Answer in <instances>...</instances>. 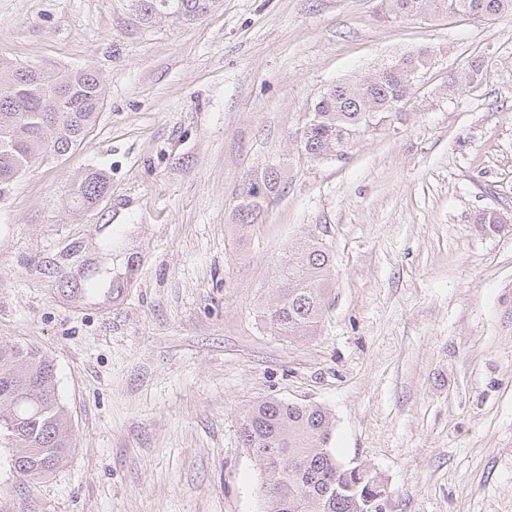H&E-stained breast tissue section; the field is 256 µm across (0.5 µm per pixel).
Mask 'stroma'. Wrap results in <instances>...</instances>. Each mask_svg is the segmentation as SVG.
Returning <instances> with one entry per match:
<instances>
[{
  "label": "stroma",
  "mask_w": 512,
  "mask_h": 512,
  "mask_svg": "<svg viewBox=\"0 0 512 512\" xmlns=\"http://www.w3.org/2000/svg\"><path fill=\"white\" fill-rule=\"evenodd\" d=\"M428 47L421 88L344 159L294 133L328 85ZM100 73L80 147L0 202V345L53 359L67 464L35 482L0 448V512H265L240 420L257 402L333 416L344 464L396 512H512V21L384 17L380 0H216L151 29L131 0H0V58ZM485 62L479 87L450 74ZM288 185L256 224L248 173ZM102 170L108 192L71 202ZM332 255L314 336L260 311L289 244ZM277 170L271 172H260V183L262 187V194L249 199H243L240 204L241 208L238 209L237 223L240 227L248 226V224H255L264 206L270 202L271 197L275 198L279 195L281 188H284L285 170L280 162L276 163ZM74 185L73 203L82 208H90L107 192L109 182L102 171L90 169Z\"/></svg>",
  "instance_id": "obj_1"
}]
</instances>
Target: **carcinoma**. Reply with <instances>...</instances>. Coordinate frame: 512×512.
Returning <instances> with one entry per match:
<instances>
[{
    "label": "carcinoma",
    "instance_id": "carcinoma-1",
    "mask_svg": "<svg viewBox=\"0 0 512 512\" xmlns=\"http://www.w3.org/2000/svg\"><path fill=\"white\" fill-rule=\"evenodd\" d=\"M396 18L448 16L496 20L512 18V0H384ZM138 24L150 29L165 22L189 23L214 0H135ZM432 54L419 48L382 65L366 78L331 84L308 106L301 152L312 161L346 151L343 133L374 124L415 94L410 72L424 73ZM35 66L0 60V198L10 195L24 172L41 156L46 140L62 156L78 148L96 124L105 96L100 74L91 68L53 69L35 76ZM483 61L473 60L450 78L449 86L483 83ZM262 194L241 201L239 226L258 221L264 206L279 195L285 170L260 172ZM100 170L84 172L73 188V203L92 207L108 190ZM509 217L484 210L475 217L483 231H499ZM328 249L315 238L290 246L279 265L273 299L263 317L281 336H312L331 293ZM334 421L317 405L269 399L242 417L243 447L262 461L265 512H377L384 480L369 467L347 471L331 446ZM75 447L71 420L57 393L55 364L41 351L0 346V448L11 451L16 472L39 479L63 467Z\"/></svg>",
    "mask_w": 512,
    "mask_h": 512
}]
</instances>
